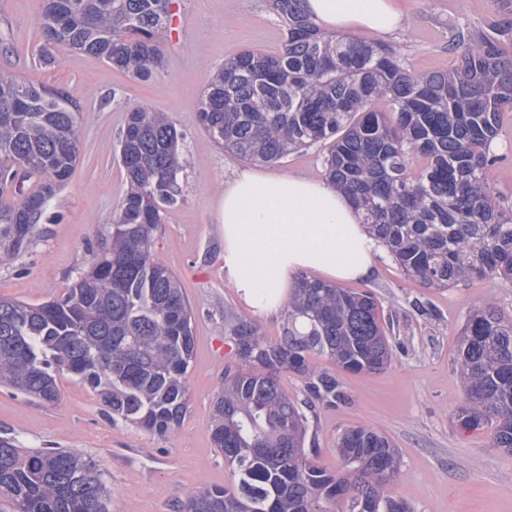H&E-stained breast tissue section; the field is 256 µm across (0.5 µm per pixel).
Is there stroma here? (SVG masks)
I'll return each mask as SVG.
<instances>
[{"label":"stroma","mask_w":512,"mask_h":512,"mask_svg":"<svg viewBox=\"0 0 512 512\" xmlns=\"http://www.w3.org/2000/svg\"><path fill=\"white\" fill-rule=\"evenodd\" d=\"M406 24L395 36L372 31L358 39L385 46L411 71L453 67L452 43L494 18L493 0H398ZM40 0H0V70L67 92L83 114L80 155L66 185L51 201L27 250L0 268V296L37 305L63 294L89 267L106 224L126 189L118 138L128 110L146 105L167 113L183 133L186 179L182 202L168 211L153 252L186 287L195 316V358L186 375L190 408L181 425L158 438L112 421L99 398L70 375L58 377L60 396L48 404L0 385V437L24 448H75L105 474L111 512H181L189 492L231 487L232 475L211 438L214 396L233 362L225 319L258 323L271 339L282 336L285 312L248 309L224 274V227L217 220L225 179L243 161L219 147L201 126L202 94L224 60L244 50L280 52L284 21L272 0H173L162 35L165 68L137 80L93 56L61 51L49 67L38 54L44 37ZM502 154L492 174L495 196L512 206V112L502 115L494 144ZM357 289L374 292L380 313L393 323V361L374 375L335 371L348 399L315 405L310 432L320 466L335 470L334 446L345 429L363 426L386 434L401 454L393 493L412 512H512V454L492 448L489 430L455 425L463 392L456 372L459 336L470 310L491 300L512 316V286L469 279L435 289L409 281L389 254Z\"/></svg>","instance_id":"35a3bbf8"}]
</instances>
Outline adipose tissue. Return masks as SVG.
Wrapping results in <instances>:
<instances>
[{
    "instance_id": "adipose-tissue-1",
    "label": "adipose tissue",
    "mask_w": 512,
    "mask_h": 512,
    "mask_svg": "<svg viewBox=\"0 0 512 512\" xmlns=\"http://www.w3.org/2000/svg\"><path fill=\"white\" fill-rule=\"evenodd\" d=\"M307 15L330 31L398 33L405 17L394 0H305ZM224 271L243 302L263 314L287 302L296 275L327 281L366 280L378 242L349 198L333 184L249 166L224 183Z\"/></svg>"
}]
</instances>
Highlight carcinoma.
<instances>
[{
  "label": "carcinoma",
  "instance_id": "carcinoma-1",
  "mask_svg": "<svg viewBox=\"0 0 512 512\" xmlns=\"http://www.w3.org/2000/svg\"><path fill=\"white\" fill-rule=\"evenodd\" d=\"M304 0H273L286 25L282 51H243L208 83L199 121L225 151L278 163L294 150L324 149L328 178L349 196L368 232L408 278L449 287L471 277L512 282V207L494 196L492 144L512 110V0H494L489 30L462 36L450 71L414 73L390 51L352 37L328 38ZM52 49L94 55L136 79L163 67L161 35L172 0H41ZM382 104L389 112L375 109ZM82 113L43 85L0 71V266L31 243L49 202L79 156ZM183 134L163 113L132 108L119 138L128 189L66 292L31 305L0 297V384L43 403L59 398L57 375L91 389L112 419L164 438L189 408L194 314L183 286L153 254L155 234L179 203ZM420 170H413L418 159ZM36 183L28 189L25 184ZM235 365L213 403L212 441L231 469L229 488L188 494L185 512H411L391 495L399 453L363 427L336 441L342 466L316 463L309 420L281 385L304 379L311 398L344 399L325 356L344 371L390 366V328L371 291L302 276L276 340L247 320L228 325ZM457 365L462 431H491L512 452V322L495 302L471 311ZM0 498L14 512H109L97 465L70 448H21L0 439Z\"/></svg>",
  "mask_w": 512,
  "mask_h": 512
}]
</instances>
